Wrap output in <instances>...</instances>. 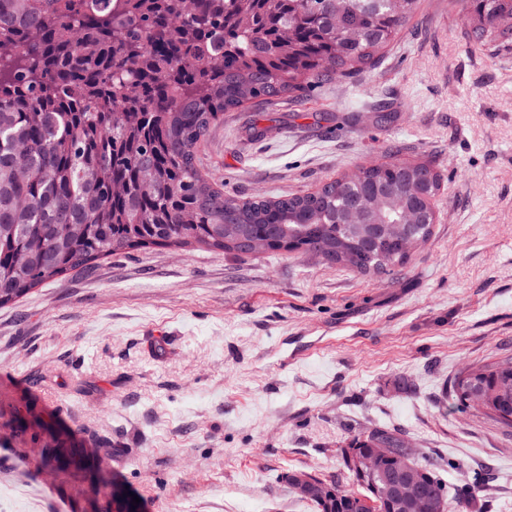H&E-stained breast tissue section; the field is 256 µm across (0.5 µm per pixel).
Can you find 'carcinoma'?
I'll return each instance as SVG.
<instances>
[{
	"label": "carcinoma",
	"mask_w": 512,
	"mask_h": 512,
	"mask_svg": "<svg viewBox=\"0 0 512 512\" xmlns=\"http://www.w3.org/2000/svg\"><path fill=\"white\" fill-rule=\"evenodd\" d=\"M0 0V306L100 258L152 246L303 252L363 275H389L431 238L440 175L386 158L314 192L240 200L206 179L197 152L221 115L297 97L333 75L379 66L424 0ZM470 9L473 45L512 47V0H448ZM358 211L363 224H349ZM415 224L394 237L384 224ZM457 403L512 426V358L466 367ZM382 442L431 480L440 466L399 434ZM316 512H361L329 485Z\"/></svg>",
	"instance_id": "obj_1"
}]
</instances>
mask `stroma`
<instances>
[{
	"instance_id": "1",
	"label": "stroma",
	"mask_w": 512,
	"mask_h": 512,
	"mask_svg": "<svg viewBox=\"0 0 512 512\" xmlns=\"http://www.w3.org/2000/svg\"><path fill=\"white\" fill-rule=\"evenodd\" d=\"M391 148L445 181L395 274L153 247L0 307V416L29 422L0 429V512H98V470L141 512H312L284 473L351 488L339 450L382 426L444 460L451 491L480 478L471 512H512V428L452 393L465 366L512 357V52L474 48L448 0H425L376 69L225 113L200 156L247 199ZM53 438L61 460L36 468Z\"/></svg>"
}]
</instances>
